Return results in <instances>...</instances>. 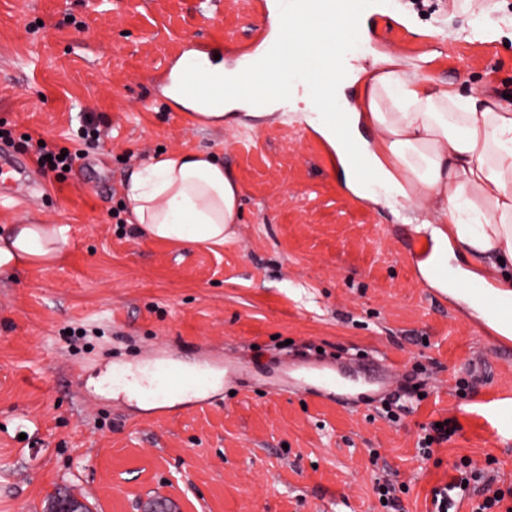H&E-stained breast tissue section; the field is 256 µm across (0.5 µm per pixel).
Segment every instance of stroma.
<instances>
[{"mask_svg":"<svg viewBox=\"0 0 512 512\" xmlns=\"http://www.w3.org/2000/svg\"><path fill=\"white\" fill-rule=\"evenodd\" d=\"M404 21L368 24L376 55L440 87L512 95V0H483L503 34L469 36L464 0H395ZM255 0H0V150L25 136L78 152L68 171L34 170L35 191L0 171V228L22 216L65 226L53 267L0 277V512H43L55 488H94L93 512H145L155 494L179 512H385L376 478L406 484L397 512H431L434 488L467 456L493 460L512 489V441L493 437L478 400L512 390V353L422 283L409 222L346 193L324 144L273 114L230 127L191 125L155 80L189 34L256 44ZM101 130L83 147L86 121ZM210 151L241 189L223 246L141 235L125 189L158 150ZM235 384L170 402L122 388L131 374L177 366ZM391 364L421 399L398 422L395 388H320L329 362ZM476 371L470 393L457 388ZM458 432L421 459L422 426Z\"/></svg>","mask_w":512,"mask_h":512,"instance_id":"stroma-1","label":"stroma"}]
</instances>
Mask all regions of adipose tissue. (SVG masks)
Returning a JSON list of instances; mask_svg holds the SVG:
<instances>
[{"label": "adipose tissue", "instance_id": "1", "mask_svg": "<svg viewBox=\"0 0 512 512\" xmlns=\"http://www.w3.org/2000/svg\"><path fill=\"white\" fill-rule=\"evenodd\" d=\"M212 79L237 85L221 101L184 98L194 123L230 126L239 109L272 115L276 100L250 101L248 73L214 65ZM338 87L358 86L357 103L337 95L342 135L315 96H305L301 116L337 155L343 187L353 196L389 207L419 209L415 225L429 244L418 261L434 288L463 283L512 296V103L439 88L404 71L392 58L374 70L346 64ZM375 130L363 138L362 127ZM133 221L150 238L181 245H223L240 218L237 182L215 155L172 151L133 173L126 190ZM68 238L58 224H16L0 235V274L23 266L52 267Z\"/></svg>", "mask_w": 512, "mask_h": 512}]
</instances>
